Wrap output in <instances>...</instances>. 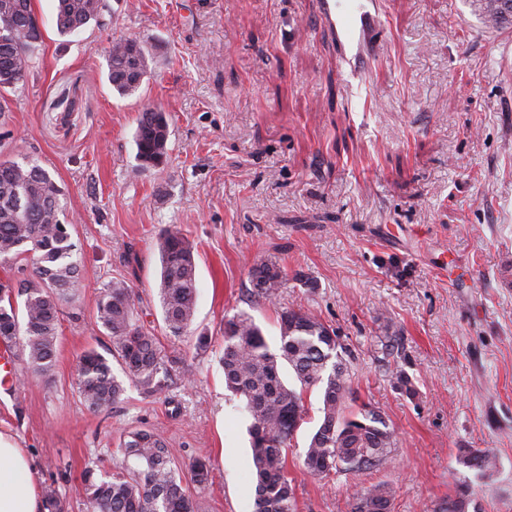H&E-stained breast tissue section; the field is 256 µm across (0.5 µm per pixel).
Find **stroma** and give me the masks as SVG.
Segmentation results:
<instances>
[{"label": "stroma", "instance_id": "1", "mask_svg": "<svg viewBox=\"0 0 512 512\" xmlns=\"http://www.w3.org/2000/svg\"><path fill=\"white\" fill-rule=\"evenodd\" d=\"M32 4L43 44L0 115V154L64 188L83 282L50 377L21 362L0 392V432L32 458L38 486L86 512L83 471H124L120 435L148 428L182 471L209 463L199 512H253L250 420L224 384V319L251 315L274 345L280 313L303 309L335 328L353 390L397 440L370 470L306 474L321 405L308 392L287 451L296 512H351L353 494L379 483L394 490L391 512H436L461 483L478 512H512V23L485 26L479 0H385L384 49L351 83L313 0H107L104 25L69 42L55 0ZM126 37L143 42L149 70L122 98L105 57ZM146 103L170 120L160 170L135 158ZM172 224L196 262L195 319L180 337L165 332L158 296L156 235ZM263 260L289 273L271 302L250 294ZM116 278L154 326L170 381L153 396L125 381L93 413L79 358L112 347L96 304ZM397 365L416 397L394 387ZM466 448L493 449L496 470L460 466Z\"/></svg>", "mask_w": 512, "mask_h": 512}]
</instances>
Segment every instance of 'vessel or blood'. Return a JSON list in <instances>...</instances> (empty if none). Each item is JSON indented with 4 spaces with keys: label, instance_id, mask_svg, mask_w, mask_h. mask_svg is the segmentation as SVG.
I'll list each match as a JSON object with an SVG mask.
<instances>
[{
    "label": "vessel or blood",
    "instance_id": "vessel-or-blood-1",
    "mask_svg": "<svg viewBox=\"0 0 512 512\" xmlns=\"http://www.w3.org/2000/svg\"><path fill=\"white\" fill-rule=\"evenodd\" d=\"M318 31L344 64L350 79H362L387 32L383 0H315Z\"/></svg>",
    "mask_w": 512,
    "mask_h": 512
}]
</instances>
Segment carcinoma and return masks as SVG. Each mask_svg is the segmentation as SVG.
I'll use <instances>...</instances> for the list:
<instances>
[{
	"label": "carcinoma",
	"instance_id": "1",
	"mask_svg": "<svg viewBox=\"0 0 512 512\" xmlns=\"http://www.w3.org/2000/svg\"><path fill=\"white\" fill-rule=\"evenodd\" d=\"M495 24L512 21V0H487ZM106 0H57L55 25L62 36H78L92 21L101 22ZM43 43L32 0H0V100L24 80ZM108 80L120 96L134 94L148 72L146 52L136 38L116 40L107 52ZM170 136L168 116L157 107L141 109L135 135L136 159L146 170L163 166ZM65 191L40 165L0 160V258L26 260L31 271L14 283L0 282V343L19 348L32 372L50 374L59 339L60 307L73 301L81 288L65 205ZM161 261L159 297L164 329L178 337L193 324L196 303V263L193 247L181 229L168 225L157 237ZM288 281L283 267L262 261L252 268V295L269 300ZM96 318L112 340V354L126 376L141 390L162 392L169 371L157 345L154 329L134 318L132 286L123 279L108 282L96 305ZM280 344L271 349L262 329L246 313L224 319V348L220 358L224 381L244 398L251 418V458L255 480L254 512H296L294 479L288 477L287 449L305 420V394L320 393L318 425L303 459L312 476L359 472L378 466L396 441L395 430L380 411L353 400L345 347L336 330L316 315L290 309L280 315ZM288 365L297 387L282 377ZM396 389L408 397L417 390L400 368L391 371ZM79 389L85 405L99 411L118 402L124 382L109 361L90 349L79 360ZM120 448L135 466L112 476L85 471L86 512H197L195 492L205 488L209 467L203 461L191 468L192 484L183 482L172 449L153 430L124 433ZM460 462L485 475L496 467L492 452L466 448ZM393 489L379 484L354 493L352 512H391ZM46 512L65 508L49 485L42 494ZM469 486H455L438 512H469Z\"/></svg>",
	"mask_w": 512,
	"mask_h": 512
}]
</instances>
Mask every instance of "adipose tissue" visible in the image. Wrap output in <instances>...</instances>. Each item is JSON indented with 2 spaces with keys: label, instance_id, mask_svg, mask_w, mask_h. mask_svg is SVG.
Wrapping results in <instances>:
<instances>
[{
  "label": "adipose tissue",
  "instance_id": "ef3b65f1",
  "mask_svg": "<svg viewBox=\"0 0 512 512\" xmlns=\"http://www.w3.org/2000/svg\"><path fill=\"white\" fill-rule=\"evenodd\" d=\"M0 512H43L31 461L13 437L0 433Z\"/></svg>",
  "mask_w": 512,
  "mask_h": 512
}]
</instances>
